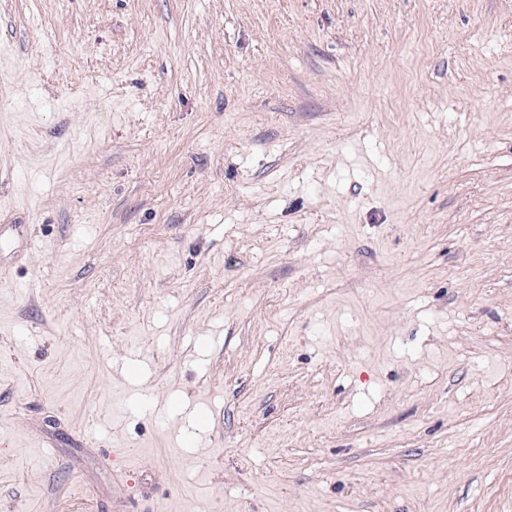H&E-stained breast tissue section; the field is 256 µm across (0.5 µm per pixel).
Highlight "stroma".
<instances>
[{
	"instance_id": "obj_1",
	"label": "stroma",
	"mask_w": 512,
	"mask_h": 512,
	"mask_svg": "<svg viewBox=\"0 0 512 512\" xmlns=\"http://www.w3.org/2000/svg\"><path fill=\"white\" fill-rule=\"evenodd\" d=\"M0 512H512V0H0Z\"/></svg>"
}]
</instances>
